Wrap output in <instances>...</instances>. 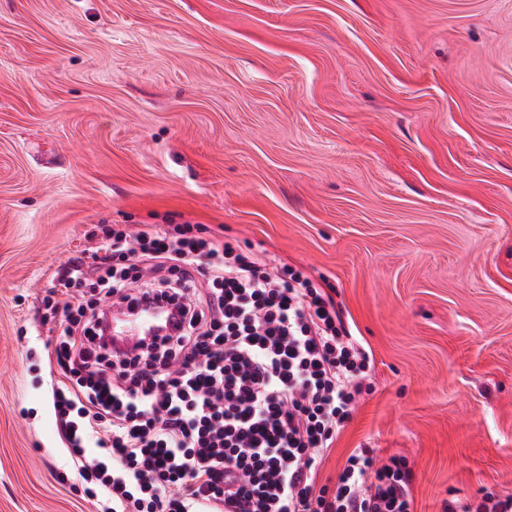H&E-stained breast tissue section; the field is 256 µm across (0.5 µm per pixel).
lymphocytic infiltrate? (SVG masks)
<instances>
[{"mask_svg": "<svg viewBox=\"0 0 512 512\" xmlns=\"http://www.w3.org/2000/svg\"><path fill=\"white\" fill-rule=\"evenodd\" d=\"M104 237L94 265L59 274L52 388L98 512H413L411 473L372 448L352 451L335 486L317 483L373 367L326 289L190 224ZM108 301L171 307L173 328L114 351Z\"/></svg>", "mask_w": 512, "mask_h": 512, "instance_id": "lymphocytic-infiltrate-1", "label": "lymphocytic infiltrate"}]
</instances>
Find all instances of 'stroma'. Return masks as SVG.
I'll return each mask as SVG.
<instances>
[{
    "mask_svg": "<svg viewBox=\"0 0 512 512\" xmlns=\"http://www.w3.org/2000/svg\"><path fill=\"white\" fill-rule=\"evenodd\" d=\"M201 225L335 291L354 449L414 512L512 494V0H0V512L75 494L60 267L101 223Z\"/></svg>",
    "mask_w": 512,
    "mask_h": 512,
    "instance_id": "obj_1",
    "label": "stroma"
}]
</instances>
